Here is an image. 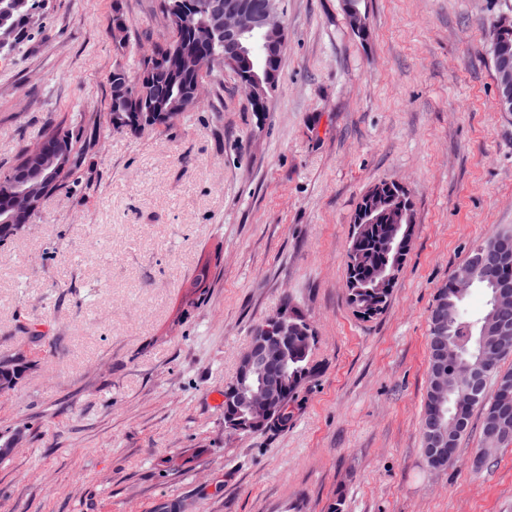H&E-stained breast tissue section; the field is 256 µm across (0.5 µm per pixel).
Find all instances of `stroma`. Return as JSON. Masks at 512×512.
I'll use <instances>...</instances> for the list:
<instances>
[{"mask_svg": "<svg viewBox=\"0 0 512 512\" xmlns=\"http://www.w3.org/2000/svg\"><path fill=\"white\" fill-rule=\"evenodd\" d=\"M158 0H42L0 55V169L49 125L94 134L29 229L0 244V512H512V444L484 462L474 412L431 469L420 428L428 316L470 250L512 229V112L491 28L512 0H282L277 86L253 111L232 71L168 128L106 123L109 75L167 37ZM401 183L414 222L383 310L347 299L361 197ZM201 287H194L195 279ZM315 332L286 428L224 427V386L282 306ZM44 332L31 338V327Z\"/></svg>", "mask_w": 512, "mask_h": 512, "instance_id": "35a3bbf8", "label": "stroma"}]
</instances>
